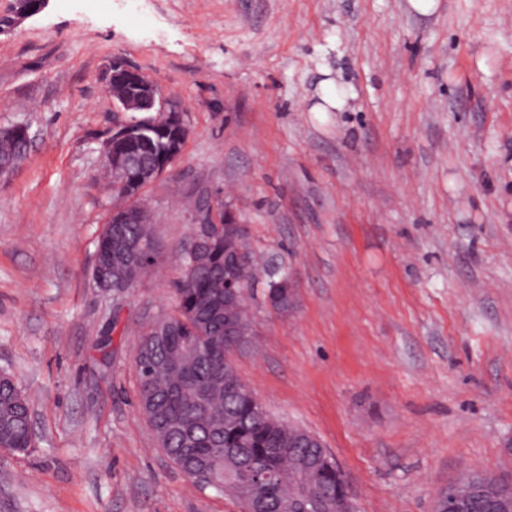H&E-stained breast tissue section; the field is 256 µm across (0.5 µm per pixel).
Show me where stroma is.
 <instances>
[{"label":"stroma","mask_w":512,"mask_h":512,"mask_svg":"<svg viewBox=\"0 0 512 512\" xmlns=\"http://www.w3.org/2000/svg\"><path fill=\"white\" fill-rule=\"evenodd\" d=\"M116 59L189 130L143 191L159 263L124 296L90 281ZM325 68L345 111L308 109ZM17 122L34 140L0 184V370L30 399L35 448L0 452V512H241L182 476L137 407L189 195L223 201L288 271L294 309L256 281L235 367L270 416L323 440L359 512H432L472 469L512 480V0L427 16L408 0H49L0 31V126Z\"/></svg>","instance_id":"35a3bbf8"}]
</instances>
